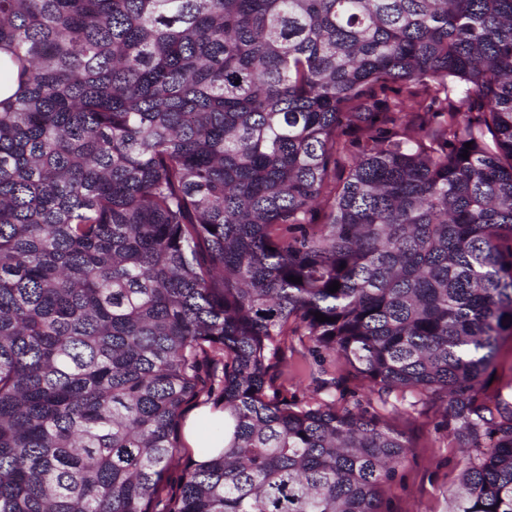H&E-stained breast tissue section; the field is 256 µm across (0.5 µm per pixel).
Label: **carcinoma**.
<instances>
[{"mask_svg": "<svg viewBox=\"0 0 512 512\" xmlns=\"http://www.w3.org/2000/svg\"><path fill=\"white\" fill-rule=\"evenodd\" d=\"M0 53V512H393L374 403L512 512V0H0ZM311 346L312 343L306 337L295 336L292 342V349L288 351V371L291 370L293 366L308 370L323 368L330 376L342 377L344 386L348 392H355L359 396L364 393L363 388L366 384L365 382L349 375L343 366L334 362L329 357L324 361L323 358L319 359L313 357L310 351ZM319 365H321V367ZM483 390L490 398H495L499 393L507 397L512 391V341L510 339L502 345L497 369L487 377ZM206 398V395L200 396V398L198 399L199 403L191 405L185 411V416L181 423L180 433L182 440L184 441L188 448H186V451L182 453L183 457L181 462L183 464L190 456L194 457L196 451V449L194 448H201L205 443H207L210 440L214 426L217 425L218 421L222 420V423L224 421V413H221L219 411L212 412L208 407L201 409V411L198 412V414L192 419V421L189 423L187 427V441L193 448H191L186 443V440L184 438V427L187 421L199 409V407L213 405V398L212 400H209L208 403H203L202 401Z\"/></svg>", "mask_w": 512, "mask_h": 512, "instance_id": "1", "label": "carcinoma"}]
</instances>
